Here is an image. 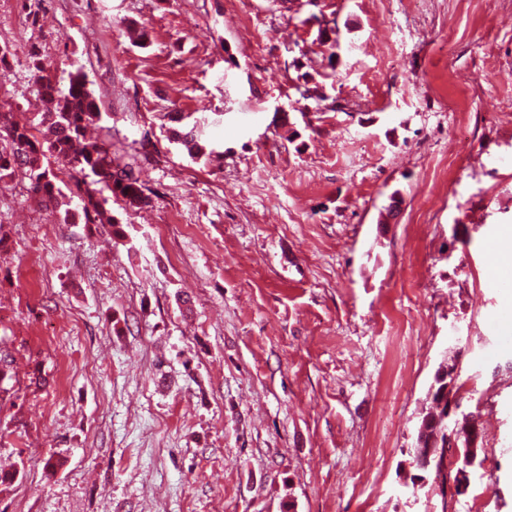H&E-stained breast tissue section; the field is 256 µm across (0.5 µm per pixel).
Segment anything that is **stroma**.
Masks as SVG:
<instances>
[{
    "instance_id": "obj_1",
    "label": "stroma",
    "mask_w": 512,
    "mask_h": 512,
    "mask_svg": "<svg viewBox=\"0 0 512 512\" xmlns=\"http://www.w3.org/2000/svg\"><path fill=\"white\" fill-rule=\"evenodd\" d=\"M27 14L0 97L34 118L31 51L82 67L152 204L108 201L121 245L0 181V512H473L409 486L444 362L512 512V0Z\"/></svg>"
}]
</instances>
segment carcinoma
Instances as JSON below:
<instances>
[{
	"label": "carcinoma",
	"mask_w": 512,
	"mask_h": 512,
	"mask_svg": "<svg viewBox=\"0 0 512 512\" xmlns=\"http://www.w3.org/2000/svg\"><path fill=\"white\" fill-rule=\"evenodd\" d=\"M28 72L39 87L45 105L39 122H20L8 112H0V180L16 176L41 193L40 202L63 215V222L100 224L104 205L111 197L125 207L140 209L151 203L139 174L129 166H120L101 142L87 138V130L101 119L99 107L88 89L87 76L78 67L67 77L55 78L49 65L34 50L29 56ZM55 160L70 174L91 178L86 188L64 192L63 179L50 166ZM0 402L10 399L4 382L12 379L14 358L0 346Z\"/></svg>",
	"instance_id": "obj_1"
}]
</instances>
